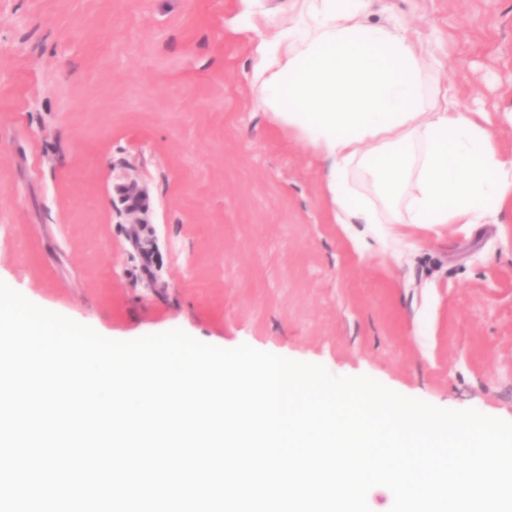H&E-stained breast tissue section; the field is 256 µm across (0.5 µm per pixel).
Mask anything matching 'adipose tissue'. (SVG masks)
I'll return each instance as SVG.
<instances>
[{
    "label": "adipose tissue",
    "instance_id": "adipose-tissue-1",
    "mask_svg": "<svg viewBox=\"0 0 512 512\" xmlns=\"http://www.w3.org/2000/svg\"><path fill=\"white\" fill-rule=\"evenodd\" d=\"M368 0H288L251 58L258 106L328 162L340 224H481L512 201V155L486 116L434 84L436 61ZM370 180L375 196L359 192Z\"/></svg>",
    "mask_w": 512,
    "mask_h": 512
}]
</instances>
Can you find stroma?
I'll use <instances>...</instances> for the list:
<instances>
[{
	"mask_svg": "<svg viewBox=\"0 0 512 512\" xmlns=\"http://www.w3.org/2000/svg\"><path fill=\"white\" fill-rule=\"evenodd\" d=\"M512 154V0H370ZM241 0H0V281L119 338L180 329L512 418V206L340 224L250 84Z\"/></svg>",
	"mask_w": 512,
	"mask_h": 512,
	"instance_id": "stroma-1",
	"label": "stroma"
}]
</instances>
